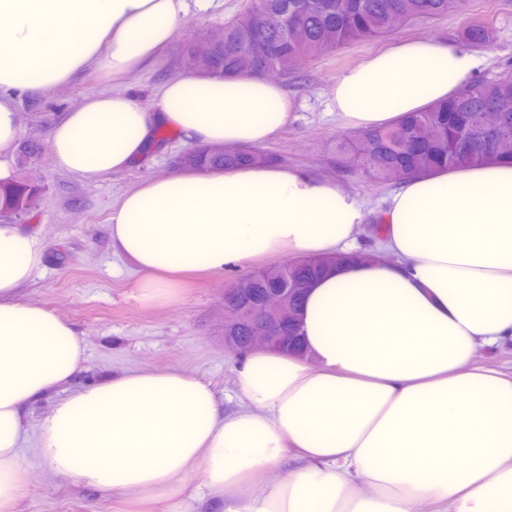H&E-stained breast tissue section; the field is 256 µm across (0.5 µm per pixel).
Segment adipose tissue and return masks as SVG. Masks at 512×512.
Masks as SVG:
<instances>
[{
    "mask_svg": "<svg viewBox=\"0 0 512 512\" xmlns=\"http://www.w3.org/2000/svg\"><path fill=\"white\" fill-rule=\"evenodd\" d=\"M187 11L188 0H0V181L14 178L17 97L91 64L118 77L152 63ZM477 63L445 41L400 42L342 71L328 112L349 131L389 127L456 95ZM296 108L256 75H179L153 112L119 90L86 98L54 123L49 151L58 169L107 175L140 159L159 127L192 144L260 146ZM378 215L377 254L307 290L302 352L239 355L230 411L179 369L72 389L84 338L19 294L44 239L0 224V512H16L29 456L164 512H512V373L474 362L512 342V165L406 177ZM366 216L336 181L259 164L148 180L113 210L110 232L154 304L188 272L352 251ZM49 395L30 438L29 407Z\"/></svg>",
    "mask_w": 512,
    "mask_h": 512,
    "instance_id": "ef3b65f1",
    "label": "adipose tissue"
}]
</instances>
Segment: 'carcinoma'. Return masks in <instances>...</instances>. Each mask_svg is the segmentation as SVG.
Masks as SVG:
<instances>
[{"instance_id": "carcinoma-1", "label": "carcinoma", "mask_w": 512, "mask_h": 512, "mask_svg": "<svg viewBox=\"0 0 512 512\" xmlns=\"http://www.w3.org/2000/svg\"><path fill=\"white\" fill-rule=\"evenodd\" d=\"M462 0H252L248 9L210 36L192 43L189 59L201 74L224 76L261 68L288 72L347 44L392 33L406 21L430 19L459 9ZM298 17L302 32L294 37L283 22L284 13ZM277 51L254 61L251 49L258 35ZM483 23L466 26L463 37L473 43L490 39ZM512 99V74L490 81L466 84L449 100L422 112L407 115L393 127L361 134L358 167L379 183L399 180L402 175L424 174L441 166L467 162L483 164L491 159L512 162V112L488 121L487 111L498 102ZM456 112L458 125L448 126V111ZM421 138L426 147L416 165L402 170L409 143ZM269 156L250 147L232 151L216 148L191 150L177 163L192 169L226 168L266 163ZM36 188L24 181L0 183V210L21 216L31 209ZM268 276L251 278L243 289L245 298L281 279L284 270L267 267Z\"/></svg>"}]
</instances>
